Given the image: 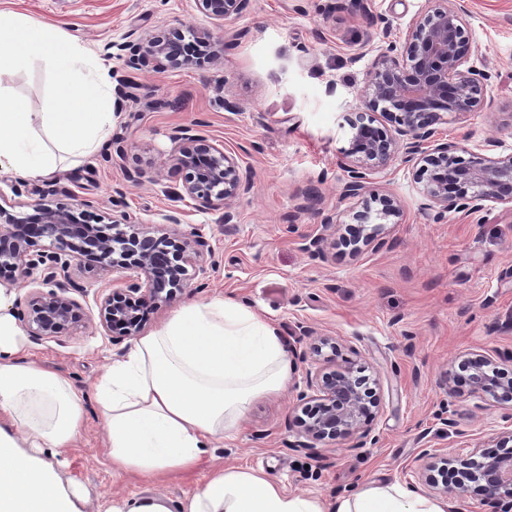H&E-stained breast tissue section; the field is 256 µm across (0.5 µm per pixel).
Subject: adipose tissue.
<instances>
[{
    "label": "adipose tissue",
    "mask_w": 512,
    "mask_h": 512,
    "mask_svg": "<svg viewBox=\"0 0 512 512\" xmlns=\"http://www.w3.org/2000/svg\"><path fill=\"white\" fill-rule=\"evenodd\" d=\"M37 68L52 81L40 112L29 111L10 79ZM112 82L102 59L61 28L0 14V171L54 175L63 155L101 150L111 126ZM21 330L0 287V512H84L65 481L61 451L83 420L62 374L20 363ZM288 342L244 301L223 296L175 309L107 365L95 386L106 415L115 470L169 476L194 470L214 441L229 436L255 398L287 390ZM448 504L398 483L363 486L327 501L285 491L264 472L221 467L179 500L132 495L111 512H448Z\"/></svg>",
    "instance_id": "1"
}]
</instances>
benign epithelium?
Instances as JSON below:
<instances>
[{
    "label": "benign epithelium",
    "mask_w": 512,
    "mask_h": 512,
    "mask_svg": "<svg viewBox=\"0 0 512 512\" xmlns=\"http://www.w3.org/2000/svg\"><path fill=\"white\" fill-rule=\"evenodd\" d=\"M210 19L224 25L237 19L250 0H195ZM431 3L409 26L405 43L394 42L372 62L368 82L362 91L365 110L344 116L352 130L350 147L344 152L347 178L341 189L344 200L356 199L362 209L355 223L341 226L327 216L323 233L313 238L306 250L325 256L326 232H340L342 244L357 256L366 250L379 251L387 243L388 230L371 222V208L365 197L370 176L385 171L400 158L429 173L425 192L438 208L437 218L448 212L466 215L483 209V202L512 204V153L505 156H475L465 160L457 146L437 138L436 125L442 113L472 112L481 102L488 74L470 64L473 41L468 28L467 0H428ZM120 49L132 60L156 71L176 69L183 64L181 43L176 36H141L132 30ZM381 116L393 126L383 130L375 125ZM177 143L171 155L173 168L183 174V191L199 206L224 211V224H233L231 201L249 192L252 174L242 170L224 148L208 137L181 128L173 136ZM35 214L18 218L0 205V269L11 268L26 279L45 266L44 284L53 288L33 291L25 299L27 312L22 320L29 335L54 338L84 323L81 304L68 296L73 285L71 261L91 257L104 267L126 276L99 301L103 327L117 326L126 335L136 336L143 324L130 314L129 293L141 294L150 308L169 304L189 287L187 266L203 257L201 242L189 237L169 250V234L157 235L159 228L130 224L121 228L127 216L113 221L114 233L98 235L87 224L75 222L70 210L39 193L33 204ZM47 238L48 249L31 253L33 238ZM493 359L482 352H470L458 364L457 387L474 397L505 407L512 404V379L503 370L491 368ZM368 379L349 369L332 370L316 378L318 405L293 447L313 451L329 440L354 439L361 445V418L375 402L370 400ZM497 451L466 455L432 456L424 464L426 484L447 498L462 496L469 483H482L495 512H512V429L496 437ZM457 463L454 483L440 484L430 475L437 469L448 471Z\"/></svg>",
    "instance_id": "7a95c632"
}]
</instances>
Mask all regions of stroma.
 <instances>
[{
	"mask_svg": "<svg viewBox=\"0 0 512 512\" xmlns=\"http://www.w3.org/2000/svg\"><path fill=\"white\" fill-rule=\"evenodd\" d=\"M427 0H251L235 21L220 25L195 0H0V10L60 23L66 35L104 59L120 112L107 152L54 178L0 175V204L30 214L40 189L95 224L125 212L133 224L168 228L202 243L216 268L190 269L192 287L173 303L145 313L153 330L175 307L221 295L245 298L288 336L295 353L287 391L251 401L233 438L218 442L192 472L151 479L113 472L104 448L106 422L94 398L105 365L133 343L99 323L98 301L117 271L75 268L69 294L83 306V327L51 339L22 338V363L57 371L81 400L84 419L64 449L63 477L107 512L113 500L158 492L177 500L212 469H261L290 492L333 498L370 483L398 481L425 496L424 452L450 455L493 450L512 427L505 411L448 388V370L473 351L498 357L512 374V206L485 202L482 211L438 216L411 166L394 162L374 175L370 193L398 199L402 213L389 225V245L353 257L306 250L324 217L348 224L353 201L342 199V166L350 129L344 111L362 106L374 57L403 42ZM475 46L471 62L488 73L473 112L445 114L440 137L485 156L512 153V0H469ZM178 28L207 32L220 53L201 64L155 71L133 65L116 45L130 30L154 35ZM204 134L251 171V190L232 203L235 229L223 214L187 197L171 165L177 129ZM141 169V181L127 179ZM121 204H113L114 194ZM92 208H84L83 200ZM336 340L337 358L310 352L321 338ZM366 377L379 405L362 423L363 447L351 441L292 449L298 419L316 391L311 378L334 368ZM454 418L456 431L445 420Z\"/></svg>",
	"mask_w": 512,
	"mask_h": 512,
	"instance_id": "1",
	"label": "stroma"
}]
</instances>
